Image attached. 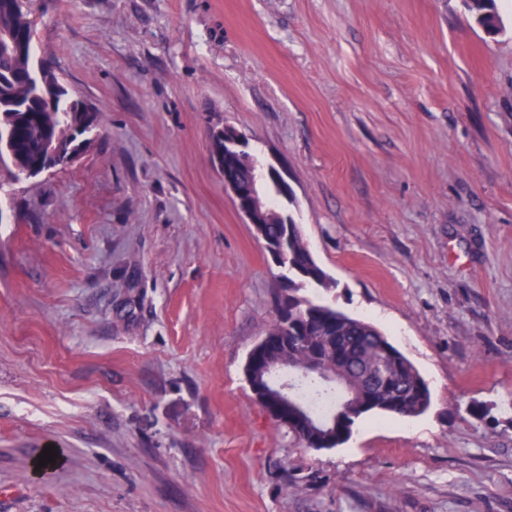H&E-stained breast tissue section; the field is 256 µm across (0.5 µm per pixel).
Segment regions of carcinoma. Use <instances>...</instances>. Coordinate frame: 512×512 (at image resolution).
<instances>
[{
    "label": "carcinoma",
    "instance_id": "cac0c4a2",
    "mask_svg": "<svg viewBox=\"0 0 512 512\" xmlns=\"http://www.w3.org/2000/svg\"><path fill=\"white\" fill-rule=\"evenodd\" d=\"M477 24L489 35L502 30L496 0H463ZM34 22L23 0H0V32L14 35L9 51L0 50V162L20 170H36L43 163L37 146L49 133L63 145L83 148L86 135L103 124L99 112H87L69 96L52 71H44L35 59ZM258 236L270 246L288 239V261L300 268L302 281L317 286L328 284L326 272L305 244L297 224L283 223L282 212L267 209L255 225ZM302 285L288 283V326L273 323L267 337L288 342V359L299 364L315 352L330 370L336 369V335L346 341L344 386L354 396L344 401L341 390L324 387L314 379L305 383L298 400L309 414L320 419L339 405L360 415L414 416L426 410L430 393L413 363L393 346L372 323L352 318L330 306L301 299ZM304 447L320 451L337 447L340 437L324 431L290 426Z\"/></svg>",
    "mask_w": 512,
    "mask_h": 512
}]
</instances>
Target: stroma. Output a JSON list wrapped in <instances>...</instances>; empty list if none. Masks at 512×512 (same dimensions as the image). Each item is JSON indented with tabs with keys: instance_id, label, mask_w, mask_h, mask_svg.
Instances as JSON below:
<instances>
[{
	"instance_id": "obj_1",
	"label": "stroma",
	"mask_w": 512,
	"mask_h": 512,
	"mask_svg": "<svg viewBox=\"0 0 512 512\" xmlns=\"http://www.w3.org/2000/svg\"><path fill=\"white\" fill-rule=\"evenodd\" d=\"M101 112L0 163V512H512V0H25ZM273 165L327 288L431 392L305 448L248 356L281 273L210 133ZM65 450L37 479L44 447ZM463 2L477 24L488 35L500 33L502 23L497 11L496 0H463Z\"/></svg>"
}]
</instances>
